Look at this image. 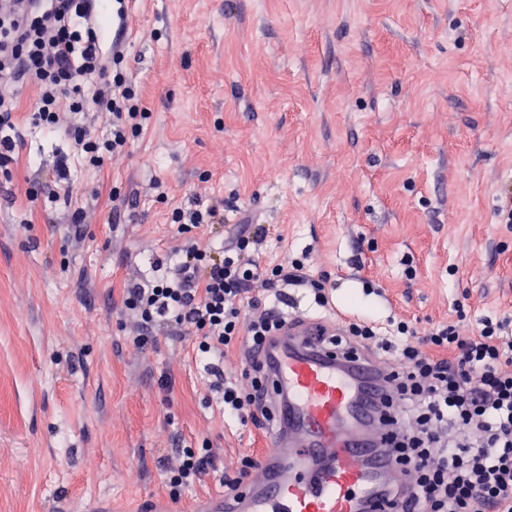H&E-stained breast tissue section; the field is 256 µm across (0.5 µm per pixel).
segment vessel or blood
I'll return each mask as SVG.
<instances>
[{
	"label": "vessel or blood",
	"mask_w": 512,
	"mask_h": 512,
	"mask_svg": "<svg viewBox=\"0 0 512 512\" xmlns=\"http://www.w3.org/2000/svg\"><path fill=\"white\" fill-rule=\"evenodd\" d=\"M319 333L318 322L292 317L265 345L274 441L243 490L199 512H371L379 487L395 480L375 414L386 368L337 363Z\"/></svg>",
	"instance_id": "vessel-or-blood-1"
}]
</instances>
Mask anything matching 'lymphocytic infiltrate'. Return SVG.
Masks as SVG:
<instances>
[{"mask_svg": "<svg viewBox=\"0 0 512 512\" xmlns=\"http://www.w3.org/2000/svg\"><path fill=\"white\" fill-rule=\"evenodd\" d=\"M112 0H17L0 5V161L15 148L13 112L18 86L37 91L31 123L51 133L70 117L74 144L85 160L101 166L120 156L144 130L147 118L128 83L125 53L106 46ZM107 120L102 134L83 123L88 110ZM181 246L175 273L133 281L125 305L138 347L161 336H193L206 373L221 391L227 418L267 422L259 390L256 352L282 329L283 290L306 287L317 306L328 303V280L307 274L308 254L261 263L267 238L253 224L230 246L214 252L192 229L222 219L213 205L177 208ZM323 344L353 357L372 349L388 353L391 394L387 419L392 458L401 482L379 491L389 512H512V335L504 322L481 318L471 333L460 323L417 331L395 322L380 336L368 319L349 323ZM242 351L254 375L224 382V358Z\"/></svg>", "mask_w": 512, "mask_h": 512, "instance_id": "lymphocytic-infiltrate-1", "label": "lymphocytic infiltrate"}]
</instances>
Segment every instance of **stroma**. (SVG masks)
Segmentation results:
<instances>
[{"instance_id":"obj_1","label":"stroma","mask_w":512,"mask_h":512,"mask_svg":"<svg viewBox=\"0 0 512 512\" xmlns=\"http://www.w3.org/2000/svg\"><path fill=\"white\" fill-rule=\"evenodd\" d=\"M127 74L149 112L102 167L33 128L23 86L0 170V512H193L266 431L223 417L191 337L138 350L130 279L162 274L174 208L224 206L197 234L268 225L273 263L310 251L313 311L422 328L512 323V0H129ZM70 158L96 215L74 240L49 198ZM120 199H113V192ZM170 377V389L160 385ZM219 470L172 487L176 449Z\"/></svg>"}]
</instances>
